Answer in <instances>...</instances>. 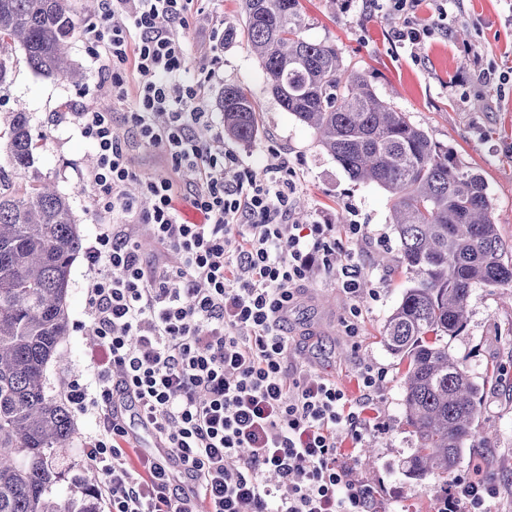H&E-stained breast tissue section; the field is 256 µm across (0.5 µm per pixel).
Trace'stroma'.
<instances>
[{
    "instance_id": "stroma-1",
    "label": "stroma",
    "mask_w": 512,
    "mask_h": 512,
    "mask_svg": "<svg viewBox=\"0 0 512 512\" xmlns=\"http://www.w3.org/2000/svg\"><path fill=\"white\" fill-rule=\"evenodd\" d=\"M303 5L306 38L335 44L345 67L365 74L381 99L407 112L432 140L452 149L465 169L484 178L500 237L512 258V0H449L447 31L405 45L393 41L404 15L391 5L378 11L366 0H303ZM72 7L76 32L69 56L81 68L82 80L37 75L23 52L12 49V80L0 90V134L7 130L2 117L24 107L37 142L34 167L68 197L89 243L103 221L90 180L96 152L70 124V113L111 111L114 129L142 173L163 177L167 168L161 155L147 151L125 123L133 100L114 101L103 87L104 58L85 37L97 13L85 11L84 0H72ZM241 26L236 0H199L185 33L191 61L213 49L221 57L199 102L215 124L224 122L219 102L225 86L247 89L259 108L257 136L249 142L225 137V150L260 178L271 164L287 161L297 185L293 217L304 224L334 225L337 247L347 244L346 225L365 224L371 232L354 258L371 293L350 297L334 275L317 274L288 312V359L336 379L353 398L359 395L362 369L382 372L372 394L380 423L362 439L372 445L375 465L370 470L356 467L355 472L380 493L388 512H437L443 489H426L402 473L401 462L413 446L401 406L404 367L381 338L385 320L409 286L399 268L389 195L378 185L351 179L320 149L312 131L281 107ZM463 28L467 36L458 37ZM91 275L86 256L78 255L71 269V332L48 370L50 386L86 377L91 311L85 288ZM448 345L483 388L476 435L456 472L466 473L477 460L484 463L502 487L501 497L487 502L485 512H512V290L474 288L467 327Z\"/></svg>"
}]
</instances>
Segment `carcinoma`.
<instances>
[{
  "instance_id": "cac0c4a2",
  "label": "carcinoma",
  "mask_w": 512,
  "mask_h": 512,
  "mask_svg": "<svg viewBox=\"0 0 512 512\" xmlns=\"http://www.w3.org/2000/svg\"><path fill=\"white\" fill-rule=\"evenodd\" d=\"M242 32L271 93L307 126L353 179L389 193L410 275L383 326L387 350L405 363L402 410L413 439L405 476L425 487L448 484L475 434L481 387L448 348L467 326L474 288L512 284L483 178L463 169L448 147L381 100L370 81L344 67L336 45L303 35L302 0H239ZM71 0H0V50L19 46L43 77L73 79ZM224 132L248 142L259 114L241 86L220 99ZM0 146V512H99L98 478L71 481L55 458L77 424L63 392H49L47 371L70 334L71 267L82 246L67 198L43 181L21 190L13 180L34 165L24 107L6 119Z\"/></svg>"
}]
</instances>
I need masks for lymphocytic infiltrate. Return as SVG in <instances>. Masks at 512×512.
Wrapping results in <instances>:
<instances>
[{"label":"lymphocytic infiltrate","instance_id":"obj_1","mask_svg":"<svg viewBox=\"0 0 512 512\" xmlns=\"http://www.w3.org/2000/svg\"><path fill=\"white\" fill-rule=\"evenodd\" d=\"M194 7L104 0L88 31L105 52L113 99L136 82L125 121L171 175L141 177L111 113H71L96 151L95 206L112 216L88 249L100 414L85 455L103 478L108 512H379L336 441L337 430L357 438L378 421V375L361 371L353 399L288 361V310L299 291L323 271L356 294L358 268L340 263L331 225L292 223L286 164L260 179L225 151L223 128L199 106L218 59L193 67L186 53ZM192 67L199 77L189 81ZM183 201L202 223L183 218ZM141 228L175 266L143 263ZM129 404L170 463L141 452L123 414ZM499 492L477 463L450 482L438 512H480Z\"/></svg>","mask_w":512,"mask_h":512}]
</instances>
